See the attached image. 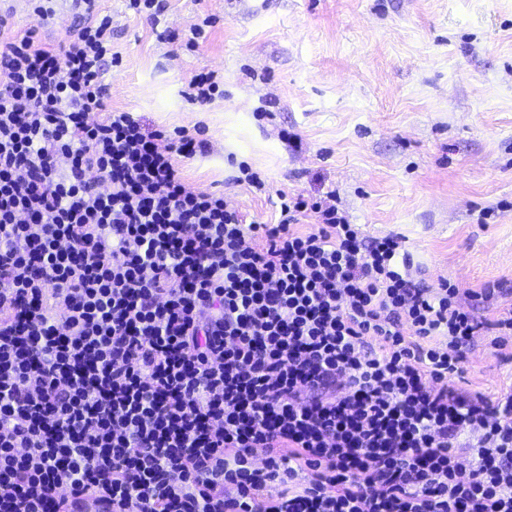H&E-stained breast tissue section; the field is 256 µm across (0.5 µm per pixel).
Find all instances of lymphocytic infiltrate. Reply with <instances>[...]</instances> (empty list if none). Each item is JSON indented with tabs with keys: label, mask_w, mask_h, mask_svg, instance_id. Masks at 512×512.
I'll list each match as a JSON object with an SVG mask.
<instances>
[{
	"label": "lymphocytic infiltrate",
	"mask_w": 512,
	"mask_h": 512,
	"mask_svg": "<svg viewBox=\"0 0 512 512\" xmlns=\"http://www.w3.org/2000/svg\"><path fill=\"white\" fill-rule=\"evenodd\" d=\"M111 53L0 22V512H512V385L453 383L512 289L415 282L332 192L247 221L106 111Z\"/></svg>",
	"instance_id": "lymphocytic-infiltrate-1"
}]
</instances>
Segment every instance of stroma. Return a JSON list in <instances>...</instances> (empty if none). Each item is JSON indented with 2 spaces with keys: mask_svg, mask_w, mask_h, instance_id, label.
I'll return each mask as SVG.
<instances>
[{
  "mask_svg": "<svg viewBox=\"0 0 512 512\" xmlns=\"http://www.w3.org/2000/svg\"><path fill=\"white\" fill-rule=\"evenodd\" d=\"M30 0L9 24L61 39L86 19L38 21ZM112 18L109 108L166 129L202 125L206 156L186 180L223 191L259 222L267 193L232 184L239 164L270 191L335 192L368 237L398 236L413 279L479 290L512 284V0H166L160 25L126 0H96ZM215 22L199 47L162 41ZM215 70L224 94L198 106L191 77ZM475 337L457 387L512 383V348Z\"/></svg>",
  "mask_w": 512,
  "mask_h": 512,
  "instance_id": "35a3bbf8",
  "label": "stroma"
}]
</instances>
